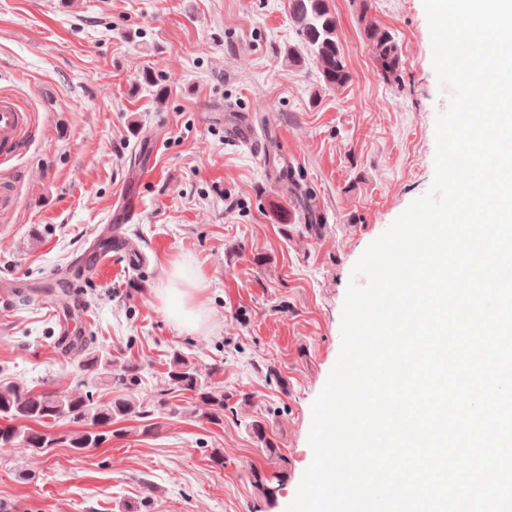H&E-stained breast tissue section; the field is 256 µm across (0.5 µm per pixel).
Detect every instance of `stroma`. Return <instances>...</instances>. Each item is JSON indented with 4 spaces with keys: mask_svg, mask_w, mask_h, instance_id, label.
I'll return each mask as SVG.
<instances>
[{
    "mask_svg": "<svg viewBox=\"0 0 512 512\" xmlns=\"http://www.w3.org/2000/svg\"><path fill=\"white\" fill-rule=\"evenodd\" d=\"M330 4L350 72L338 89L282 64L298 41L287 0H0V92L38 116L10 167L18 209L0 218V377L109 398L60 355L66 326L118 362L150 364L145 404L165 390L177 348L201 374L221 366L228 405L218 428L176 395L186 417L149 435L122 422L80 454L0 447L10 512H285L293 501L313 461L312 404L339 355L352 269L429 191L449 97L423 0ZM367 20L395 37L399 81L378 77ZM146 70L164 101L141 89ZM242 124L275 150L230 140ZM277 157L292 182L277 177ZM137 166L149 176L126 234L144 263L109 258L83 272ZM177 263L205 281L204 332L178 330L156 297ZM256 473L278 474L271 496L254 488Z\"/></svg>",
    "mask_w": 512,
    "mask_h": 512,
    "instance_id": "obj_1",
    "label": "stroma"
}]
</instances>
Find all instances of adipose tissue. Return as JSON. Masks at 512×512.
I'll list each match as a JSON object with an SVG mask.
<instances>
[{
    "instance_id": "ef3b65f1",
    "label": "adipose tissue",
    "mask_w": 512,
    "mask_h": 512,
    "mask_svg": "<svg viewBox=\"0 0 512 512\" xmlns=\"http://www.w3.org/2000/svg\"><path fill=\"white\" fill-rule=\"evenodd\" d=\"M198 277L187 275L182 266H174L169 282L157 297L167 317L180 330L199 332L206 328L209 314L201 298Z\"/></svg>"
}]
</instances>
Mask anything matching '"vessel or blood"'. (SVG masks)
Wrapping results in <instances>:
<instances>
[{
	"mask_svg": "<svg viewBox=\"0 0 512 512\" xmlns=\"http://www.w3.org/2000/svg\"><path fill=\"white\" fill-rule=\"evenodd\" d=\"M36 118L19 97L0 94V213H13L17 205L16 182L1 169L12 163L30 140ZM140 200L135 196L122 197L112 212V252L124 258L129 268H137L143 260L141 251L126 237L124 225L134 223L140 213Z\"/></svg>",
	"mask_w": 512,
	"mask_h": 512,
	"instance_id": "obj_1",
	"label": "vessel or blood"
}]
</instances>
